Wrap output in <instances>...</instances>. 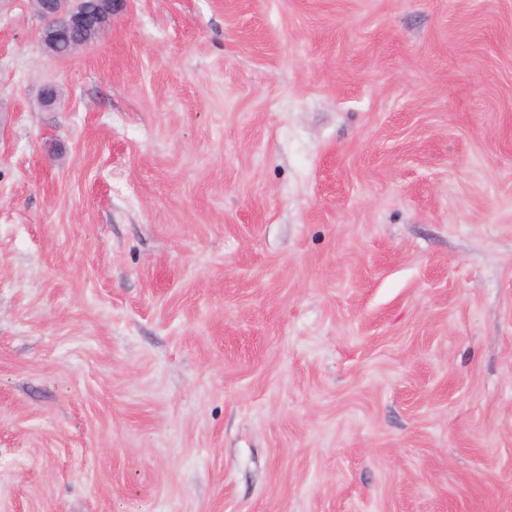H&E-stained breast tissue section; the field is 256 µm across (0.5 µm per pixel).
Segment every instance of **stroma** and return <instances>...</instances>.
Returning <instances> with one entry per match:
<instances>
[{"label":"stroma","instance_id":"35a3bbf8","mask_svg":"<svg viewBox=\"0 0 512 512\" xmlns=\"http://www.w3.org/2000/svg\"><path fill=\"white\" fill-rule=\"evenodd\" d=\"M39 29L0 11V512H512V0Z\"/></svg>","mask_w":512,"mask_h":512}]
</instances>
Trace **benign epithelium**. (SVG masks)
<instances>
[{
	"label": "benign epithelium",
	"mask_w": 512,
	"mask_h": 512,
	"mask_svg": "<svg viewBox=\"0 0 512 512\" xmlns=\"http://www.w3.org/2000/svg\"><path fill=\"white\" fill-rule=\"evenodd\" d=\"M128 0H94L97 9L86 0H31L32 8L41 22L40 39L46 49L64 35L94 31L97 37L78 43L84 48L97 42L111 31L114 17L127 7Z\"/></svg>",
	"instance_id": "7a95c632"
}]
</instances>
